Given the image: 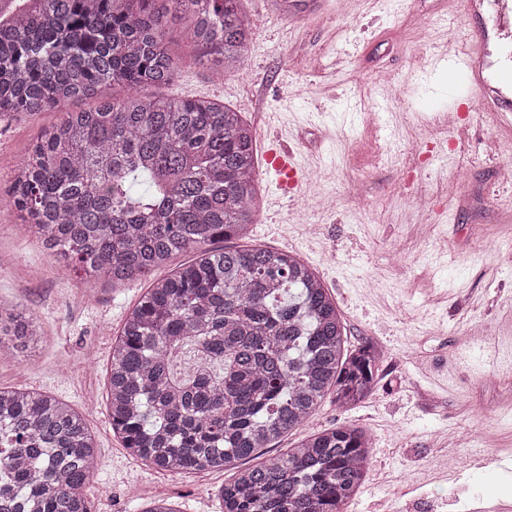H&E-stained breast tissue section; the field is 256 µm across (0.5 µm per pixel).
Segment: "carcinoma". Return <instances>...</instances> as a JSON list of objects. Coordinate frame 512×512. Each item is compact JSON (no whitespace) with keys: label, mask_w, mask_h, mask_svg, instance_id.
<instances>
[{"label":"carcinoma","mask_w":512,"mask_h":512,"mask_svg":"<svg viewBox=\"0 0 512 512\" xmlns=\"http://www.w3.org/2000/svg\"><path fill=\"white\" fill-rule=\"evenodd\" d=\"M0 6V119L95 99L46 128L13 170L20 224L60 261L121 284L155 280L112 345V430L138 460L182 473L232 470L221 512H344L366 477L367 429L344 422L283 453L281 437L330 397L352 409L374 392L382 355L349 346L336 301L297 255L225 247L249 236L260 205L255 138L234 107L147 92L178 77L164 48L169 17L230 74L251 23L241 0H22ZM316 0H271L280 14ZM118 100H99L106 87ZM146 176L150 188L131 192ZM39 336L37 317L0 304V356ZM204 365L179 383L176 347ZM258 460L252 466L241 462ZM98 464L84 418L54 396L0 389V512H89Z\"/></svg>","instance_id":"carcinoma-1"}]
</instances>
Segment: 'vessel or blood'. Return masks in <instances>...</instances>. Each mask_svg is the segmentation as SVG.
I'll return each instance as SVG.
<instances>
[{
	"label": "vessel or blood",
	"instance_id": "b4317fda",
	"mask_svg": "<svg viewBox=\"0 0 512 512\" xmlns=\"http://www.w3.org/2000/svg\"><path fill=\"white\" fill-rule=\"evenodd\" d=\"M493 4L495 18L487 25L476 20L479 0H456L457 12L476 21L463 56L455 60L461 84L459 96L472 106L492 112H512V54L500 56L496 67L487 63L492 38L512 37V0H493ZM264 159L281 189L301 184L303 164L291 149L280 144L269 145Z\"/></svg>",
	"mask_w": 512,
	"mask_h": 512
}]
</instances>
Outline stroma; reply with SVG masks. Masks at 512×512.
Listing matches in <instances>:
<instances>
[{
  "instance_id": "obj_1",
  "label": "stroma",
  "mask_w": 512,
  "mask_h": 512,
  "mask_svg": "<svg viewBox=\"0 0 512 512\" xmlns=\"http://www.w3.org/2000/svg\"><path fill=\"white\" fill-rule=\"evenodd\" d=\"M251 42L232 89L198 64L187 23L169 26L179 76L158 95L219 98L242 113L256 153L282 140L327 182L322 204L282 191L257 162L261 204L249 242L296 253L336 301L351 344L386 356L376 392L342 413L324 401L276 445L353 420L373 436L366 480L345 512H473L512 503V112L467 108L457 125L429 126L455 93L454 64L472 22L453 0H318L282 15L270 0H242ZM51 109L0 121V300L37 315L40 342L0 364V387L53 395L85 413L100 467L85 490L90 512H144L148 496L181 512H220L221 470L167 474L133 458L112 430L107 371L126 313L164 270L126 284L85 281L19 224L8 188L17 157L58 122ZM498 143L487 155L486 140ZM413 177L431 200L403 196ZM362 183L364 194L352 192ZM291 224L281 236V224ZM316 224L320 238L304 227ZM396 248L400 263L386 256ZM494 326L478 338L479 322ZM454 472L440 462L452 453Z\"/></svg>"
}]
</instances>
